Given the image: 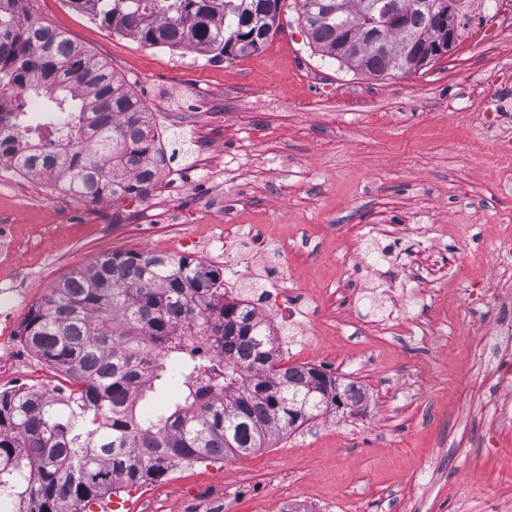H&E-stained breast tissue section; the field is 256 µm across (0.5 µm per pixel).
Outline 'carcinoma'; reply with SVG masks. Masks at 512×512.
I'll list each match as a JSON object with an SVG mask.
<instances>
[{
    "label": "carcinoma",
    "mask_w": 512,
    "mask_h": 512,
    "mask_svg": "<svg viewBox=\"0 0 512 512\" xmlns=\"http://www.w3.org/2000/svg\"><path fill=\"white\" fill-rule=\"evenodd\" d=\"M151 47L213 59L261 50L283 0H67ZM299 0L323 55L372 76L417 72L442 56L457 0ZM0 0V86L38 102L8 109L16 126L56 137L45 163L94 199L148 194L167 166L150 115L96 55ZM27 348L70 386L0 391V497L18 512H83L125 486L182 465L251 454L331 406L365 401L356 383L315 366L276 367L270 324L224 298L206 262L152 251L105 252L60 279L30 308ZM207 336L218 351L197 355Z\"/></svg>",
    "instance_id": "cac0c4a2"
}]
</instances>
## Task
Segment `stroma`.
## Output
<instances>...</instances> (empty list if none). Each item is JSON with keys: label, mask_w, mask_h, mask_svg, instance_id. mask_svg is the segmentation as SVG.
I'll use <instances>...</instances> for the list:
<instances>
[{"label": "stroma", "mask_w": 512, "mask_h": 512, "mask_svg": "<svg viewBox=\"0 0 512 512\" xmlns=\"http://www.w3.org/2000/svg\"><path fill=\"white\" fill-rule=\"evenodd\" d=\"M34 19L105 61L167 131L172 160L148 195L64 203L0 168V390L59 377L24 344L28 309L64 274L111 251L198 258L234 276L225 225L266 224L294 249L259 257L250 280L304 288L323 316L280 335L311 336L303 362L356 382L355 411L328 410L272 447L195 463L90 503L86 512H512V385L484 365L512 322L484 255L512 233V192L489 161L512 131V27L456 36L404 77H374L322 56L296 0L259 52L234 59L149 47L68 0H24ZM467 102L448 109L449 94ZM481 225L459 261L419 249L412 227ZM398 246H391V237Z\"/></svg>", "instance_id": "35a3bbf8"}]
</instances>
